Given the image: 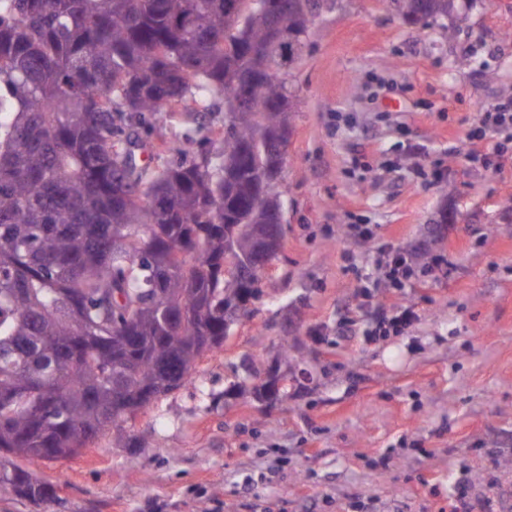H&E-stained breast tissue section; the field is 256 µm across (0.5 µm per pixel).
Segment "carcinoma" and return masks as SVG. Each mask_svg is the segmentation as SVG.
<instances>
[{
	"label": "carcinoma",
	"instance_id": "obj_1",
	"mask_svg": "<svg viewBox=\"0 0 512 512\" xmlns=\"http://www.w3.org/2000/svg\"><path fill=\"white\" fill-rule=\"evenodd\" d=\"M0 0V485L34 502L52 486L14 462L74 455L192 375L223 343L224 279L249 226L275 224L279 178L264 143L291 127L280 0ZM411 21L458 0H391ZM309 18L288 24L298 58ZM220 101L232 117L200 164L187 132L174 167L136 162L146 116ZM124 155L115 165L113 155ZM164 292L155 297L154 289ZM136 303L130 318L102 294Z\"/></svg>",
	"mask_w": 512,
	"mask_h": 512
}]
</instances>
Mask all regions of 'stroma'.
I'll return each mask as SVG.
<instances>
[{
  "label": "stroma",
  "mask_w": 512,
  "mask_h": 512,
  "mask_svg": "<svg viewBox=\"0 0 512 512\" xmlns=\"http://www.w3.org/2000/svg\"><path fill=\"white\" fill-rule=\"evenodd\" d=\"M453 24L448 40L385 0H322L286 74L283 247L246 316L123 421L126 446L106 432L29 462L55 498L0 487V512H450L461 487L481 512L492 485L512 512V142L468 158L482 113L512 110V0H468ZM187 127L174 112L142 133L141 162L181 163ZM399 257L433 267L385 286ZM377 300L418 318L362 341ZM284 339L287 399L233 391Z\"/></svg>",
  "instance_id": "1"
}]
</instances>
